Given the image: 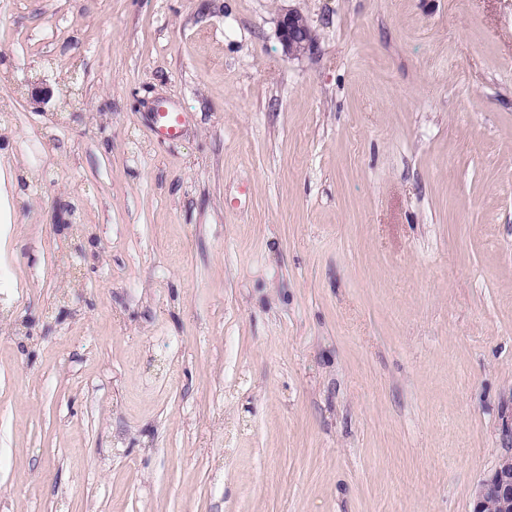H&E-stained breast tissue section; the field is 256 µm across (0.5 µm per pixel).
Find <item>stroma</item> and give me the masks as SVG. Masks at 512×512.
<instances>
[{
  "mask_svg": "<svg viewBox=\"0 0 512 512\" xmlns=\"http://www.w3.org/2000/svg\"><path fill=\"white\" fill-rule=\"evenodd\" d=\"M0 110V512H473L512 0H0ZM279 39L288 56L298 57L314 49L316 38L298 11L286 13L279 21ZM181 125V114L177 112H158L154 132L160 139H172L180 133Z\"/></svg>",
  "mask_w": 512,
  "mask_h": 512,
  "instance_id": "obj_1",
  "label": "stroma"
}]
</instances>
